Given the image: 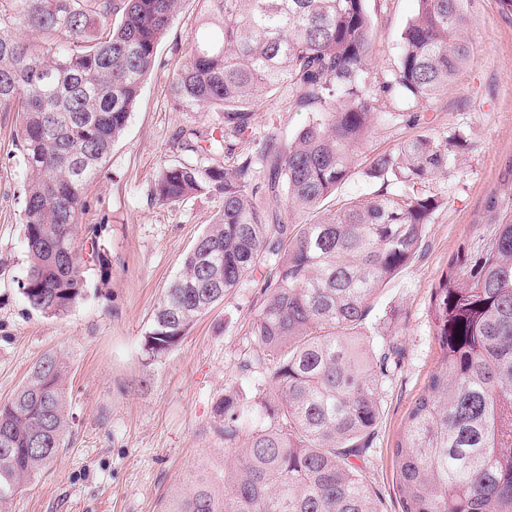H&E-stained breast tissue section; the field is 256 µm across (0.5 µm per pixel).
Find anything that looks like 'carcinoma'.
<instances>
[{"mask_svg":"<svg viewBox=\"0 0 512 512\" xmlns=\"http://www.w3.org/2000/svg\"><path fill=\"white\" fill-rule=\"evenodd\" d=\"M209 12L170 85L180 109L224 119L226 166L163 168L152 193L176 204L202 190L222 199L157 304L143 352L178 345L245 277L271 266L254 319L264 424L224 475L199 474L161 512H380L357 460L381 411L388 358L361 326L378 290L420 254L442 206L423 185L466 148L431 134L374 155L383 188L326 201L355 174L354 151L384 95L428 107L465 69L466 0H418L391 79L371 91L373 20L366 0H206ZM179 0H0V112H15L25 167L29 307L64 316L83 297L82 258L65 225L121 137ZM48 39L36 44L29 33ZM286 88L313 112L286 148L271 137L237 154L260 96ZM269 171L258 182V166ZM401 186L398 191L386 187ZM266 202H257L260 194ZM282 209L295 221L278 218ZM439 359L397 442L402 512H512V193L493 195L431 295ZM67 361L44 354L0 404V512L63 448ZM247 403L228 389L214 419L233 444Z\"/></svg>","mask_w":512,"mask_h":512,"instance_id":"obj_1","label":"carcinoma"}]
</instances>
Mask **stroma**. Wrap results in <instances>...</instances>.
Here are the masks:
<instances>
[{"mask_svg":"<svg viewBox=\"0 0 512 512\" xmlns=\"http://www.w3.org/2000/svg\"><path fill=\"white\" fill-rule=\"evenodd\" d=\"M366 7L376 87L391 75L418 0H366ZM205 9L204 0H181L127 127L87 189L77 236L97 228L109 269L88 266L84 297L61 318L33 311L20 290L28 268L23 168L14 143L17 115L0 112V403L45 352L63 353L70 365L65 446L15 496L11 512H160L176 488L203 471L223 473L234 456L217 430L214 402L229 388L243 389L252 403L262 397L259 377L246 364L256 349L251 328L265 300L266 271L242 279L158 361L146 363L142 350L164 289L221 209L207 191L176 205L152 194L162 168L198 161L182 148V132L221 134L219 113L179 110L170 94ZM467 10L470 61L426 110V124L409 123V107L389 98L392 120L377 123L358 148L363 160L423 132L467 141L449 172L425 184L443 204L419 256L378 291L363 324L376 347L392 352L380 423L360 463L380 512H401L393 447L439 357L432 290L483 219L490 196L504 191L512 165V12L501 0H467ZM309 116L287 94L261 97L246 141L254 146L272 135L288 145Z\"/></svg>","mask_w":512,"mask_h":512,"instance_id":"obj_1","label":"stroma"}]
</instances>
